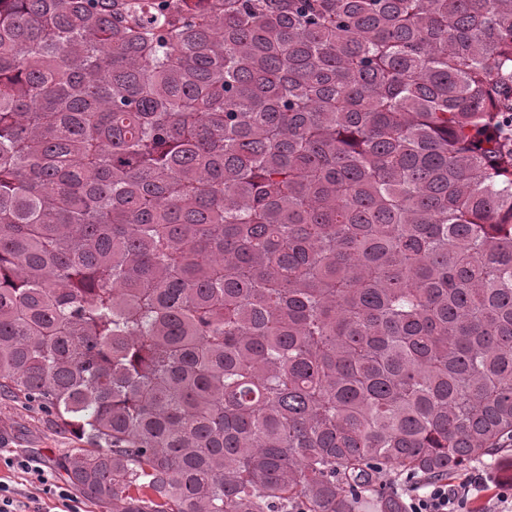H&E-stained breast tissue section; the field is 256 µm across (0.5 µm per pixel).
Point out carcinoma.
I'll return each mask as SVG.
<instances>
[{"instance_id":"carcinoma-1","label":"carcinoma","mask_w":512,"mask_h":512,"mask_svg":"<svg viewBox=\"0 0 512 512\" xmlns=\"http://www.w3.org/2000/svg\"><path fill=\"white\" fill-rule=\"evenodd\" d=\"M512 0H0V392L110 512H407L512 448Z\"/></svg>"}]
</instances>
